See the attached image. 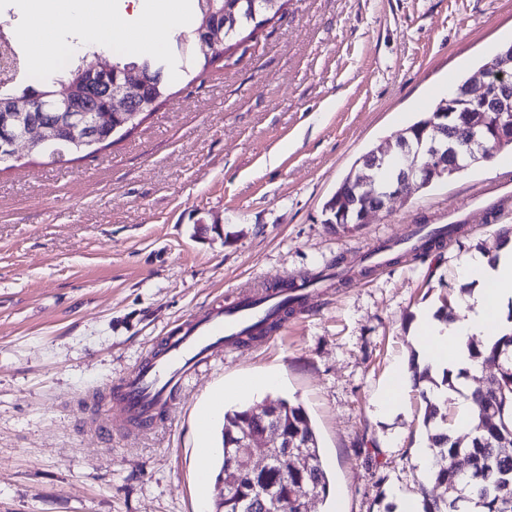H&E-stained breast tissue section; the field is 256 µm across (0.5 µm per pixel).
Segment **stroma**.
<instances>
[{
	"label": "stroma",
	"mask_w": 512,
	"mask_h": 512,
	"mask_svg": "<svg viewBox=\"0 0 512 512\" xmlns=\"http://www.w3.org/2000/svg\"><path fill=\"white\" fill-rule=\"evenodd\" d=\"M512 44V0H288L233 55L173 78L156 112L112 146L0 169V512H212L224 388L264 372L301 403L331 490L310 512H382L421 497L425 403H375L416 352L414 328L459 298L463 254L497 251L512 149L361 224L323 207L355 162ZM460 222L423 258L340 283L271 335L218 348L166 422L115 429L110 389L187 319L317 276L417 224Z\"/></svg>",
	"instance_id": "obj_1"
}]
</instances>
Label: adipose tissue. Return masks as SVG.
I'll return each instance as SVG.
<instances>
[{
	"label": "adipose tissue",
	"instance_id": "adipose-tissue-1",
	"mask_svg": "<svg viewBox=\"0 0 512 512\" xmlns=\"http://www.w3.org/2000/svg\"><path fill=\"white\" fill-rule=\"evenodd\" d=\"M27 13L29 21L20 36L34 44L30 65L38 72L51 71L67 45V32L84 29L89 21L101 30L102 43L129 55L141 48L132 30L166 31L179 26L188 30L193 26L190 0H28ZM457 272L473 286L460 317L448 322L427 318L418 336L424 358L454 375L462 392L457 427L467 431L472 427L468 378L482 368L471 357L468 342L476 338L488 344L512 332V325L500 316L501 307L512 303V246L502 247L491 257L462 256Z\"/></svg>",
	"mask_w": 512,
	"mask_h": 512
}]
</instances>
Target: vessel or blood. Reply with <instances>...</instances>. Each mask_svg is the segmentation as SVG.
<instances>
[{"label": "vessel or blood", "instance_id": "vessel-or-blood-1", "mask_svg": "<svg viewBox=\"0 0 512 512\" xmlns=\"http://www.w3.org/2000/svg\"><path fill=\"white\" fill-rule=\"evenodd\" d=\"M261 314V305L249 296L233 309L192 319L167 336L163 349L128 371L114 393L124 412L123 426L140 432L155 429L180 397L185 381L228 337L256 322Z\"/></svg>", "mask_w": 512, "mask_h": 512}]
</instances>
